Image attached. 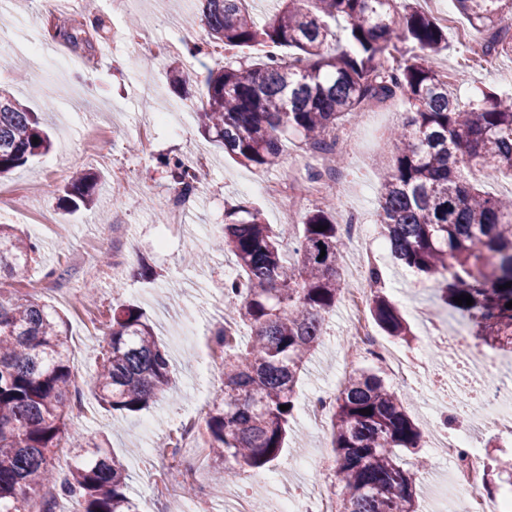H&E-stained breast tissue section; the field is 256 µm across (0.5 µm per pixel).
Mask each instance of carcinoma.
<instances>
[{"instance_id": "cac0c4a2", "label": "carcinoma", "mask_w": 512, "mask_h": 512, "mask_svg": "<svg viewBox=\"0 0 512 512\" xmlns=\"http://www.w3.org/2000/svg\"><path fill=\"white\" fill-rule=\"evenodd\" d=\"M199 2L204 44L276 49L237 68H208L202 80L198 124L241 165H280L282 138L290 134L312 150L329 151L328 137L363 104L395 95L404 100L408 112L391 132L394 160L383 172L377 223L393 257L434 279L441 303L470 319L476 339L511 348L512 198L464 181L461 166L482 160L512 170V93L457 103L433 64L447 33L416 0H275L262 24L245 9L246 0ZM455 3L488 36L486 53L512 54V36L501 26L512 0ZM50 148L37 113L0 90V175ZM158 163L183 191L198 177L175 157ZM97 186L94 173H76L64 188V210L90 208ZM229 216L215 240L234 256L243 280H224V302L250 335L243 343L234 328L214 333L224 379L206 430L218 481L230 469L245 474L279 458L304 366L348 288L340 274L347 243L336 216L323 209L306 214L292 259L285 254L290 228L266 224L244 206ZM38 253L36 240L0 224V512H33L37 494L39 512H54L58 498L76 501L79 512H138L123 463L69 431L67 321L37 296L3 288ZM368 277L375 288L372 318L387 335L406 338L409 326L376 291L380 272L372 268ZM462 294L473 305L454 302ZM172 383L168 353L143 309L112 308L106 344L88 379L99 404L138 413L164 398ZM331 423L334 476L342 487L336 512H417V469L426 462L413 470L400 452L420 448L423 435L385 385L380 365L346 377ZM64 449L72 465L61 475L52 459Z\"/></svg>"}]
</instances>
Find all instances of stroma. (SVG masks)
Segmentation results:
<instances>
[{"label": "stroma", "instance_id": "1", "mask_svg": "<svg viewBox=\"0 0 512 512\" xmlns=\"http://www.w3.org/2000/svg\"><path fill=\"white\" fill-rule=\"evenodd\" d=\"M34 0H0V89L13 94L33 111L46 115L53 139L52 151L0 178V189H18L28 195L27 213L0 210V224H14L29 233L40 246L39 262L21 281L39 291L42 301L54 306L70 330V360L73 392L79 393L82 409L73 411L72 428L97 441L107 442L124 462L130 475L129 493L140 512H156L152 492L157 485L183 487V480L165 473L151 447L172 440L175 423L192 413L200 400H213L221 385L217 371L208 363L213 333L228 318L224 305V268L234 265L230 253L214 247L218 225L228 223L229 212L240 205L258 209L265 223L279 225L276 207L252 185L292 179L298 215L322 207V197L308 196L305 169L299 162L309 150L297 138L283 144V160L272 170L247 168L214 148L198 130L194 110L203 88L205 68H218L224 56L192 57L182 46L185 35L205 37L202 26H187L185 19L197 9L196 0H125L114 11L112 0H90L86 16H100L110 27L106 37H93L90 48L73 52L55 36L53 29H35L31 14ZM163 11L171 24H156V39L174 42L173 50L144 65V52L126 39L127 18L145 25L154 11ZM448 46L437 54L445 66L448 88L462 103L477 101L482 91L500 90L499 71L512 68V56L487 55L479 48L477 34L457 12L450 11ZM39 41L41 57L31 56V41ZM406 106L400 98L368 104L357 116L345 118L336 128L337 138L351 142L343 154L337 176L343 192L336 200L338 212L357 211L373 221L371 244L349 245L341 264V276L350 285L366 287L356 274L364 266L369 245L380 246L376 261L383 273L384 293L399 309L414 338L404 350L426 351L429 374L408 386L393 378L385 383L407 398L411 418L432 436L447 389L460 372L436 349L425 346V330L416 310L428 307L449 325L465 320L453 310L441 308L432 282L420 279L397 265L389 251L381 225L375 218L379 208L381 175L377 162L393 150L391 130L404 118ZM167 114V124L156 126L151 156L129 149L139 127ZM120 153L130 172L127 185L112 182V153ZM176 155L185 160L205 157L200 167V189L191 195L180 227L159 222L168 213L175 196L170 178L157 168L156 159ZM102 176L96 202L91 209L64 214L60 198L64 186L77 171ZM52 215L58 231L40 222L41 214ZM157 274L147 282L139 276L140 262ZM57 269L65 281L56 292L40 291L45 272ZM131 302L149 316L160 341L168 349L176 385L174 400L151 406L136 414L101 409L86 381L93 372L113 306ZM348 315L337 303L329 315L326 335L308 363L297 387V409L288 431V441L279 459L251 481L221 483L212 478L210 461H202L194 487L206 497L207 512H228L235 498L261 502L265 512L293 497L313 508V487L336 494L340 487L331 469L330 426L309 423L304 413L308 400L318 391L339 385L343 379L341 357L347 339ZM482 424L478 446L483 467L512 462V434L488 422L476 406H469L459 432ZM427 467L417 480L418 512H445L453 490V470L448 460L433 448L420 451Z\"/></svg>", "mask_w": 512, "mask_h": 512}]
</instances>
